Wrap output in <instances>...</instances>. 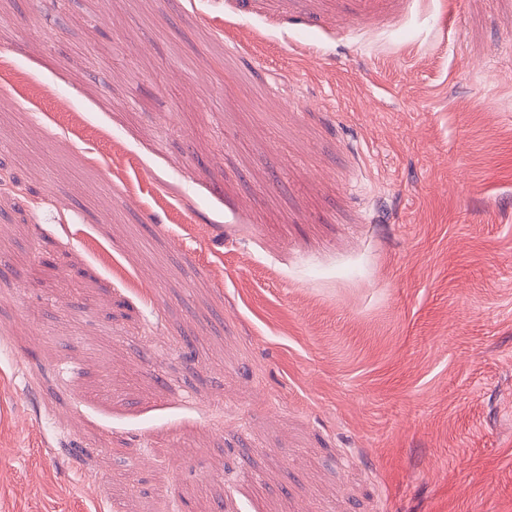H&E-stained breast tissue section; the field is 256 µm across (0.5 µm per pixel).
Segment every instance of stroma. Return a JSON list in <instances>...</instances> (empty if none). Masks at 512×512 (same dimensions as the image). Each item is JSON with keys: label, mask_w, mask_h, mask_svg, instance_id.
Instances as JSON below:
<instances>
[{"label": "stroma", "mask_w": 512, "mask_h": 512, "mask_svg": "<svg viewBox=\"0 0 512 512\" xmlns=\"http://www.w3.org/2000/svg\"><path fill=\"white\" fill-rule=\"evenodd\" d=\"M0 512H512V0H0Z\"/></svg>", "instance_id": "35a3bbf8"}]
</instances>
